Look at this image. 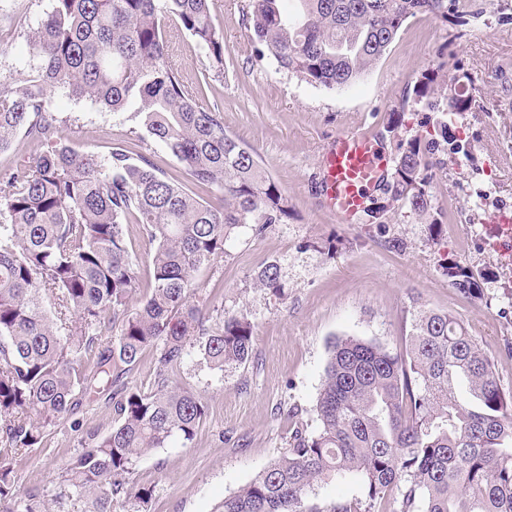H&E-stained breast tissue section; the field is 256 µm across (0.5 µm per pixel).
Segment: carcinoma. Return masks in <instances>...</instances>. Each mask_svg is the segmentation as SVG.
<instances>
[{
	"mask_svg": "<svg viewBox=\"0 0 512 512\" xmlns=\"http://www.w3.org/2000/svg\"><path fill=\"white\" fill-rule=\"evenodd\" d=\"M26 35L39 64L0 80V151L18 137L39 148L0 170V502L12 512H116L153 499L129 486L135 463L174 441L187 446L205 417L194 393L168 368L196 350L214 370L246 362L255 328L244 316L211 326L196 287L199 270L223 257L246 226L262 232L288 220V198L254 155L224 132V114L202 87L168 62L164 22L206 50L224 71V30L215 0H51ZM249 0L247 21L278 67L340 90L362 78L403 23L448 18V0ZM62 89L114 112L130 110L192 182L216 188L220 208L197 198L123 144L103 154L72 146L52 103ZM427 146L410 141L396 159L391 199L420 213ZM147 240L149 292L136 298L126 228ZM458 291L479 298L474 272L448 264ZM280 268L255 280L281 287ZM149 348L159 368L148 387L120 378ZM113 386L112 431L87 434L57 478L52 498L19 493L15 461ZM317 429L292 431L288 448L215 512H512V403L465 326L422 310L405 349L354 337L331 342L315 406ZM352 480L350 499L316 488Z\"/></svg>",
	"mask_w": 512,
	"mask_h": 512,
	"instance_id": "obj_1",
	"label": "carcinoma"
}]
</instances>
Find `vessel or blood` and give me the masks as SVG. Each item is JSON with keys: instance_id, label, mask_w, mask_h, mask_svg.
<instances>
[{"instance_id": "vessel-or-blood-1", "label": "vessel or blood", "mask_w": 512, "mask_h": 512, "mask_svg": "<svg viewBox=\"0 0 512 512\" xmlns=\"http://www.w3.org/2000/svg\"><path fill=\"white\" fill-rule=\"evenodd\" d=\"M387 167L370 136L363 132L337 134L323 159L322 192L326 209L343 224L350 223L378 189Z\"/></svg>"}]
</instances>
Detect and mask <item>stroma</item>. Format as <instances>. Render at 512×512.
<instances>
[{"label": "stroma", "instance_id": "obj_1", "mask_svg": "<svg viewBox=\"0 0 512 512\" xmlns=\"http://www.w3.org/2000/svg\"><path fill=\"white\" fill-rule=\"evenodd\" d=\"M51 7V0H0V78L35 64L25 35ZM247 8L248 0H216L223 76H214L204 50L172 18L165 21L169 61L189 84L206 86L209 102L224 111L225 132L277 181L291 215L259 235L244 228L199 273L214 321L243 314L254 324L253 352L221 372L196 352L170 370L172 381L202 398L206 415L189 445L176 442L138 460L134 486L155 490L147 512H215L287 447L297 422L289 409H302L300 422L316 429L312 408L333 339L352 336L402 350L422 309L463 322L512 392V261L494 248L492 222L499 209L512 208V0H493L463 35L439 18L408 19L367 75L336 91L278 69L272 57L258 58ZM428 73L436 76L435 92L424 101L414 86ZM451 85L470 92L471 106L454 120L447 141H436L426 155L434 165L425 187L430 214L392 201L381 188L369 202L384 207L381 223L365 214L339 223L321 196V161L336 135L362 130L396 158L411 139L436 140ZM53 101L68 118L65 138L81 150L101 153L125 143L190 185L182 163L139 135L132 113L106 111L63 91ZM451 261L482 272L481 298L456 290L445 271ZM270 262L281 270L277 292L255 283ZM78 419L80 429L63 423L42 447L19 455L20 490L53 494L81 435L104 436L114 426L101 394Z\"/></svg>", "mask_w": 512, "mask_h": 512}]
</instances>
